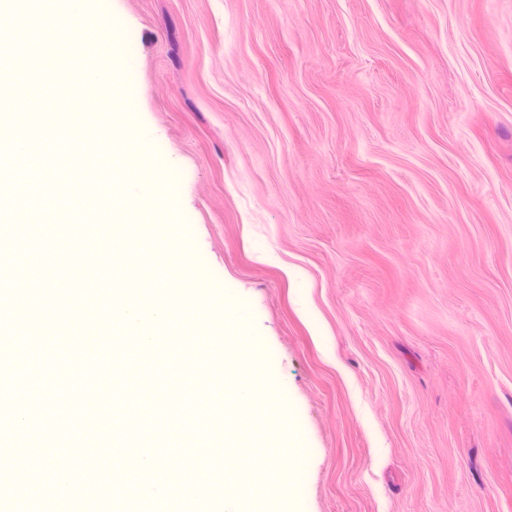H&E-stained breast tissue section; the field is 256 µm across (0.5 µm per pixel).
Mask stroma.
Masks as SVG:
<instances>
[{
  "instance_id": "35a3bbf8",
  "label": "stroma",
  "mask_w": 512,
  "mask_h": 512,
  "mask_svg": "<svg viewBox=\"0 0 512 512\" xmlns=\"http://www.w3.org/2000/svg\"><path fill=\"white\" fill-rule=\"evenodd\" d=\"M42 5L66 0H0V137L23 132L46 159L88 251L111 243L94 267L121 285L109 323L150 370L113 373L111 401L63 431L59 456L91 466L46 470V498L0 512H50L80 495L77 474L101 512H169L179 473L142 465L159 448L205 467L193 512H224V473L249 449L270 477L248 512H512V0H111L123 102L82 71L94 23L54 44L53 70L35 62L17 14ZM138 127L164 150L150 179L177 197L102 207L137 164ZM87 154L103 162L90 206ZM239 331L271 352L303 433L299 499L279 482L296 459L274 403L252 432L224 414ZM198 336L209 396L177 363Z\"/></svg>"
}]
</instances>
